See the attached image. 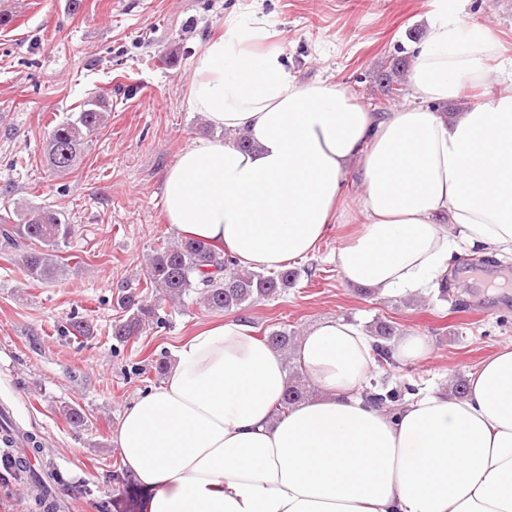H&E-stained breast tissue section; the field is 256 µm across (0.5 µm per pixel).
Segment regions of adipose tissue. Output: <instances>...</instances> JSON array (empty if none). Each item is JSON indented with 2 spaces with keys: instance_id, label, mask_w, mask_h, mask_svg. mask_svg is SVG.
<instances>
[{
  "instance_id": "ef3b65f1",
  "label": "adipose tissue",
  "mask_w": 512,
  "mask_h": 512,
  "mask_svg": "<svg viewBox=\"0 0 512 512\" xmlns=\"http://www.w3.org/2000/svg\"><path fill=\"white\" fill-rule=\"evenodd\" d=\"M437 3L411 99L384 114L339 83L298 82L256 25L203 45L187 101L211 132L164 174L170 231L277 270L317 248L353 173L365 223L332 255L347 283L417 295L446 277L459 243L512 254V69L486 103L457 107L464 84L491 82L497 43L454 0ZM373 343L341 318L309 326L293 357L316 394L280 415V352L241 322L190 337L116 433L150 492L145 512H512V341L470 373L464 397L428 390L394 411L363 394Z\"/></svg>"
}]
</instances>
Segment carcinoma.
<instances>
[{"instance_id": "1", "label": "carcinoma", "mask_w": 512, "mask_h": 512, "mask_svg": "<svg viewBox=\"0 0 512 512\" xmlns=\"http://www.w3.org/2000/svg\"><path fill=\"white\" fill-rule=\"evenodd\" d=\"M404 65L398 63L385 73V96L401 95ZM105 98L95 95L88 99L73 119L53 125L47 141V161L52 173L71 172L80 155L85 137L104 121ZM72 227L59 211L30 207L16 214V219H0V243L20 250L18 262L34 281L52 282L66 272V264L58 252L71 237ZM296 280V272L288 269L269 274L238 269L224 251L210 244L185 238L174 244H160L147 258L145 288H154L162 297L179 301L194 291L200 303L213 311H240L259 300L275 299L288 291ZM124 315L112 322V339L124 345L131 339L154 329L161 323L153 300L137 294L121 297ZM393 327L380 322L371 327L375 339L376 363L387 369L391 357L387 340ZM272 347L286 353L294 346L297 336L286 330H274L262 336ZM416 388L410 384L403 391L386 389V384L371 383L370 399L394 409L403 404L404 394ZM308 397V386L299 370L288 367V386L277 412L284 413Z\"/></svg>"}]
</instances>
